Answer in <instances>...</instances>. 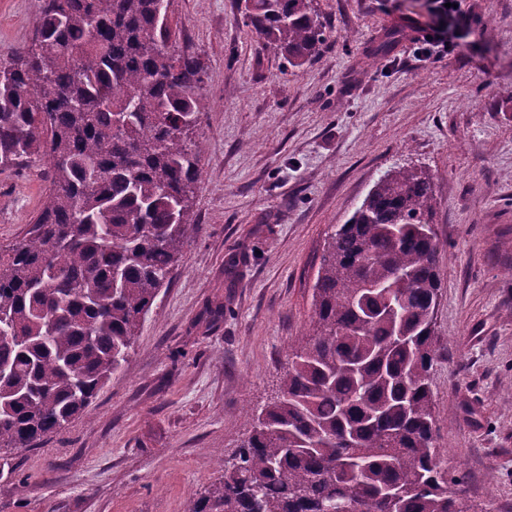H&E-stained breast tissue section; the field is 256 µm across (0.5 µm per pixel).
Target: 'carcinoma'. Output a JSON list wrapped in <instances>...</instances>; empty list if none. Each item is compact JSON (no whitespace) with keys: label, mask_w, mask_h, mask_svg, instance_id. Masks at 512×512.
Wrapping results in <instances>:
<instances>
[{"label":"carcinoma","mask_w":512,"mask_h":512,"mask_svg":"<svg viewBox=\"0 0 512 512\" xmlns=\"http://www.w3.org/2000/svg\"><path fill=\"white\" fill-rule=\"evenodd\" d=\"M296 66L325 40L310 0H250ZM160 0H42L0 57V170L49 157L51 189L0 251V461L89 406L176 263L200 177V62ZM431 178L385 173L331 237L315 330L224 474L184 512H469L440 465L428 384L439 242Z\"/></svg>","instance_id":"1"}]
</instances>
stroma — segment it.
<instances>
[{
	"mask_svg": "<svg viewBox=\"0 0 512 512\" xmlns=\"http://www.w3.org/2000/svg\"><path fill=\"white\" fill-rule=\"evenodd\" d=\"M433 2L313 0L326 40L294 67L246 0H173L172 43L203 69L196 222L126 363L14 453L0 512H183L217 484L312 328L331 235L398 168L435 197L434 446L475 512H512V0H457L453 50L374 55L382 25L429 21ZM39 9L0 0V53L30 43ZM50 186L43 155L0 171L1 247Z\"/></svg>",
	"mask_w": 512,
	"mask_h": 512,
	"instance_id": "obj_1",
	"label": "stroma"
}]
</instances>
